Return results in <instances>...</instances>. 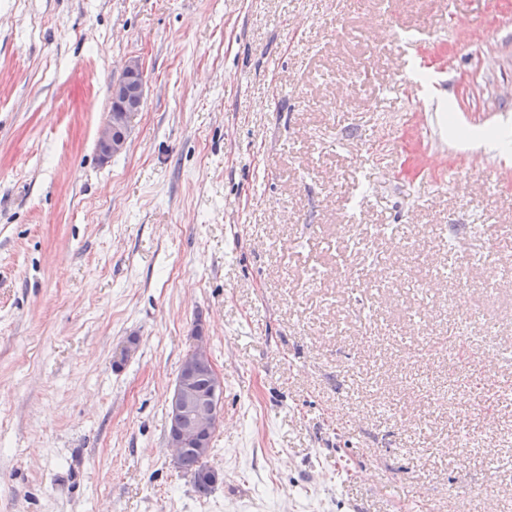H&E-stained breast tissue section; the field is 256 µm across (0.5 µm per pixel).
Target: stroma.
Here are the masks:
<instances>
[{
    "label": "stroma",
    "mask_w": 512,
    "mask_h": 512,
    "mask_svg": "<svg viewBox=\"0 0 512 512\" xmlns=\"http://www.w3.org/2000/svg\"><path fill=\"white\" fill-rule=\"evenodd\" d=\"M509 242L512 0H0V512H512ZM198 324L205 498L167 447ZM145 90V70L139 58L126 62L122 79L112 85L111 95L115 104L113 115L110 112L107 121L98 131L97 150L103 160L121 153L127 145L131 133L132 121L139 110L127 108L129 100L142 103Z\"/></svg>",
    "instance_id": "35a3bbf8"
}]
</instances>
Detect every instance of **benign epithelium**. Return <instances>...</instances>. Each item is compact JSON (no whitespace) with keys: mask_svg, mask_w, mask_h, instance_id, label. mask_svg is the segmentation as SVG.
<instances>
[{"mask_svg":"<svg viewBox=\"0 0 512 512\" xmlns=\"http://www.w3.org/2000/svg\"><path fill=\"white\" fill-rule=\"evenodd\" d=\"M144 90L143 63L138 58L130 59L123 69L122 79L112 85L114 113L109 115L98 131L96 144L102 159L109 160L126 148L132 121L138 113L134 108H127V103L131 100L143 101ZM210 358L208 337L198 327L194 331L193 345L182 360L175 385L167 399V446L176 465L189 450H207L222 419L224 380L220 373L213 374L209 396H201L195 386V367L199 362Z\"/></svg>","mask_w":512,"mask_h":512,"instance_id":"7a95c632","label":"benign epithelium"}]
</instances>
